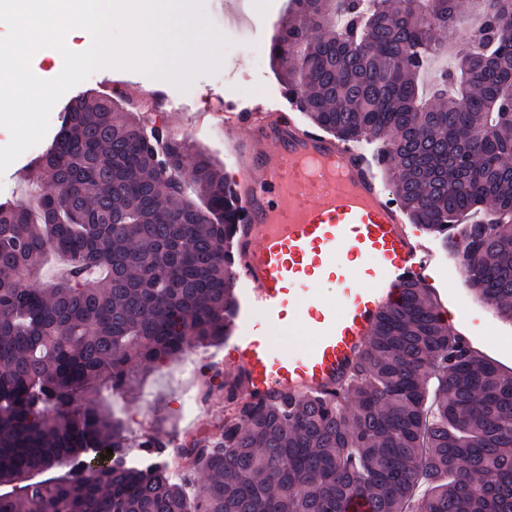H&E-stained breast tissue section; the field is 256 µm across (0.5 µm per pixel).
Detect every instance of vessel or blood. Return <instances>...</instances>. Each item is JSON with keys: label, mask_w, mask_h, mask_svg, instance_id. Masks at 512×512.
Listing matches in <instances>:
<instances>
[{"label": "vessel or blood", "mask_w": 512, "mask_h": 512, "mask_svg": "<svg viewBox=\"0 0 512 512\" xmlns=\"http://www.w3.org/2000/svg\"><path fill=\"white\" fill-rule=\"evenodd\" d=\"M222 110L248 128L233 142L234 274L245 288L243 316L263 317L228 338L226 357L248 400L337 390L381 311L420 279L426 257L418 233L358 145L233 103ZM327 290L338 304L324 301ZM268 325L304 326L311 341L275 353Z\"/></svg>", "instance_id": "obj_1"}]
</instances>
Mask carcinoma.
<instances>
[{"label": "carcinoma", "instance_id": "obj_1", "mask_svg": "<svg viewBox=\"0 0 512 512\" xmlns=\"http://www.w3.org/2000/svg\"><path fill=\"white\" fill-rule=\"evenodd\" d=\"M292 2L270 56L297 110L379 143L411 223L512 321V0H491L428 85L458 0ZM32 171L51 187L35 207L0 203V512H512V373L464 346L418 283L338 390L249 401L236 379L221 438L173 448L179 474L129 464L121 423L88 394L226 339L231 183L163 113L108 96L71 101ZM49 249L68 270L41 283ZM109 448L104 468L37 479Z\"/></svg>", "mask_w": 512, "mask_h": 512}]
</instances>
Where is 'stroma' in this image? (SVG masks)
Wrapping results in <instances>:
<instances>
[{"label":"stroma","instance_id":"stroma-1","mask_svg":"<svg viewBox=\"0 0 512 512\" xmlns=\"http://www.w3.org/2000/svg\"><path fill=\"white\" fill-rule=\"evenodd\" d=\"M256 6L270 16L274 26L285 16L287 2L256 0ZM273 26L267 29L265 41L253 42L238 55L224 56L215 72L198 75L188 90H180L167 80L136 70L103 67L70 89L68 95L74 98L99 93L123 100L141 96L146 101V109L168 113L176 126L175 138L187 139L195 147L204 149L225 176H232L237 157L225 138L224 128L218 122H206L205 117L223 100L243 106L261 102L282 104V87L267 62L269 39L275 34ZM46 148V143H39L0 174V200L28 201L43 191V184L28 181L26 171ZM422 238L434 255L423 283L430 288L437 309L447 314L452 325L467 332L474 348L503 369L512 371V323L501 320L491 306L470 292L457 261L443 251L437 237L426 232ZM221 349V344L217 343L193 350L206 369L204 377L198 381V389L206 393L208 399L198 402L192 409L181 407L186 380L176 363L166 369L151 366L140 372L132 393L120 394L113 400L100 397L101 406L125 425L132 443L127 455L129 463L137 464L145 458L146 453L139 443L148 434L174 446L192 436L221 437L224 384L237 377L232 363L221 362Z\"/></svg>","mask_w":512,"mask_h":512}]
</instances>
